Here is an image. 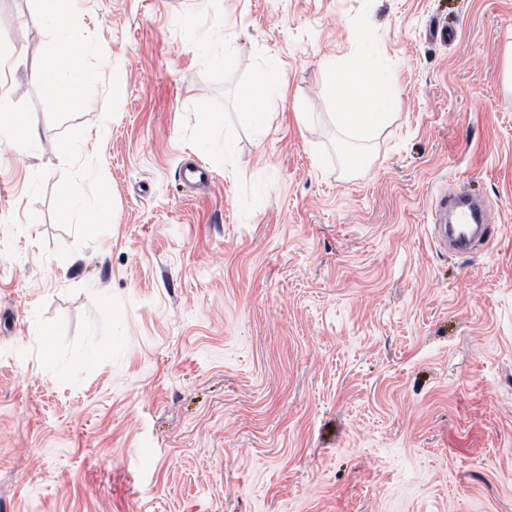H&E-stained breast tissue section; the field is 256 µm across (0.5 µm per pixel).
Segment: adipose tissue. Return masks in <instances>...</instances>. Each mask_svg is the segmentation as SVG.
Here are the masks:
<instances>
[{
  "mask_svg": "<svg viewBox=\"0 0 512 512\" xmlns=\"http://www.w3.org/2000/svg\"><path fill=\"white\" fill-rule=\"evenodd\" d=\"M38 2L39 24L52 34L55 42L38 76L57 93L77 95L91 75L70 63L76 34L64 20L66 0ZM283 95V80L271 64L258 73L240 97L248 105L254 125L263 128L270 120L271 106ZM396 95L389 68L365 46L357 49L346 63L329 67L322 89V98L334 108L339 128L355 139L367 138L387 124L388 109Z\"/></svg>",
  "mask_w": 512,
  "mask_h": 512,
  "instance_id": "obj_1",
  "label": "adipose tissue"
}]
</instances>
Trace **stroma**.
Listing matches in <instances>:
<instances>
[{
    "label": "stroma",
    "mask_w": 512,
    "mask_h": 512,
    "mask_svg": "<svg viewBox=\"0 0 512 512\" xmlns=\"http://www.w3.org/2000/svg\"><path fill=\"white\" fill-rule=\"evenodd\" d=\"M37 13L0 0L37 131L0 151V512H512V0H73L70 98ZM362 42L399 93L357 170L320 98ZM284 95V84L278 68L268 65L260 71L248 88L240 94L241 99L248 105L249 115L255 126L264 128L270 120L271 106ZM452 210L455 224L460 226L457 237L450 242V247L454 250L468 249L471 244V238L468 236L467 226L477 224V230L481 237H488L489 218L485 209L471 200L442 198L438 203V212L447 209Z\"/></svg>",
    "instance_id": "35a3bbf8"
}]
</instances>
